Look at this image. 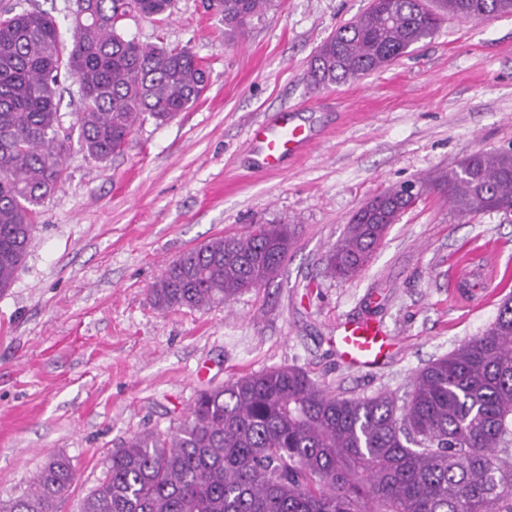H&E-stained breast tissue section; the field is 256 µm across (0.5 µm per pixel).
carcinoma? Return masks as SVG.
<instances>
[{"instance_id": "1", "label": "carcinoma", "mask_w": 512, "mask_h": 512, "mask_svg": "<svg viewBox=\"0 0 512 512\" xmlns=\"http://www.w3.org/2000/svg\"><path fill=\"white\" fill-rule=\"evenodd\" d=\"M273 0H205L224 38ZM173 0H76L84 25L63 39L52 15L0 19V292L25 262L37 207L65 176L72 132L94 159L121 149L145 117L168 121L210 79L187 49L148 48L116 31L128 12L162 20ZM469 20L512 13V0H372L330 35L310 63L314 88L363 77L432 36L443 14ZM82 89L62 131L60 101ZM462 215L512 206V151L478 152L448 175ZM408 202L374 196L329 251L326 273L360 270ZM292 224H252L169 263L151 288L161 309L230 303L274 278L297 239ZM80 512H512V303L479 336L432 361L402 399L344 398L295 365L199 391L167 433L145 432L112 450ZM72 460L49 459L33 486L0 512H58L75 480Z\"/></svg>"}]
</instances>
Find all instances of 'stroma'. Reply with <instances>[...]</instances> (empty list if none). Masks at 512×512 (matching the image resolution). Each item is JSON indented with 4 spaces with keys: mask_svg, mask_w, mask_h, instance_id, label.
Returning <instances> with one entry per match:
<instances>
[{
    "mask_svg": "<svg viewBox=\"0 0 512 512\" xmlns=\"http://www.w3.org/2000/svg\"><path fill=\"white\" fill-rule=\"evenodd\" d=\"M370 0H277L240 40L202 0L162 21L128 13L117 31L187 48L210 70L171 121L136 125L105 161L72 145L66 177L38 207L23 266L0 293V496L21 492L49 456L77 478L60 512H79L113 448L184 419L198 390L295 365L346 398L404 396L412 376L481 334L512 298V214L459 216L445 181L472 154L512 149V14L448 17L432 36L360 79L307 82L317 47ZM315 144L261 169L251 128L282 110ZM428 182L354 277L323 273L368 199ZM284 221L298 237L279 274L229 305L160 310L165 265L209 239ZM484 269L471 302L450 297ZM379 322L394 346L355 371L340 326Z\"/></svg>",
    "mask_w": 512,
    "mask_h": 512,
    "instance_id": "stroma-1",
    "label": "stroma"
}]
</instances>
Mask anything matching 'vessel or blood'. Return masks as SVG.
Instances as JSON below:
<instances>
[{"mask_svg": "<svg viewBox=\"0 0 512 512\" xmlns=\"http://www.w3.org/2000/svg\"><path fill=\"white\" fill-rule=\"evenodd\" d=\"M309 130L296 123L293 113H279L273 124L261 123L252 128L249 144L261 158L264 169L278 168L285 158L299 154L311 142ZM389 336L368 322L356 323L344 330L340 347L345 361L358 369L377 362L389 348Z\"/></svg>", "mask_w": 512, "mask_h": 512, "instance_id": "vessel-or-blood-1", "label": "vessel or blood"}]
</instances>
